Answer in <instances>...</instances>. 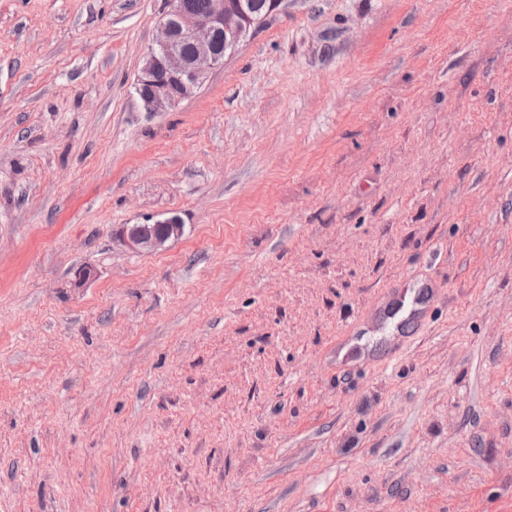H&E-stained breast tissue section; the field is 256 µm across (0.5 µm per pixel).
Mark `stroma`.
I'll return each instance as SVG.
<instances>
[{
    "mask_svg": "<svg viewBox=\"0 0 512 512\" xmlns=\"http://www.w3.org/2000/svg\"><path fill=\"white\" fill-rule=\"evenodd\" d=\"M164 7L0 0V512H512V0H283L147 112ZM146 225L148 224L120 225L117 233L119 240L133 252H154L184 233V226L175 215L155 221L153 231H147ZM412 291L414 295L409 296L406 306L407 315L400 324H416L422 320L425 309L434 296L435 288L429 284H420Z\"/></svg>",
    "mask_w": 512,
    "mask_h": 512,
    "instance_id": "1",
    "label": "stroma"
}]
</instances>
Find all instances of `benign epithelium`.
Wrapping results in <instances>:
<instances>
[{"label":"benign epithelium","mask_w":512,"mask_h":512,"mask_svg":"<svg viewBox=\"0 0 512 512\" xmlns=\"http://www.w3.org/2000/svg\"><path fill=\"white\" fill-rule=\"evenodd\" d=\"M281 4L282 0H264L262 14L254 0H208L205 11L193 13L184 8L183 0H166L158 36L145 55L135 83L143 109L166 112L195 95L209 72L232 56ZM221 34L222 53L215 47ZM185 42L194 47L190 55L182 51ZM183 233L184 225L172 215L155 221L152 231L143 224H122L118 238L129 250L141 253L158 251Z\"/></svg>","instance_id":"1"}]
</instances>
